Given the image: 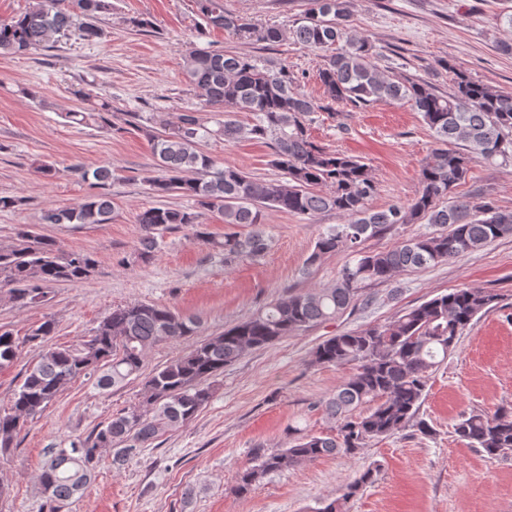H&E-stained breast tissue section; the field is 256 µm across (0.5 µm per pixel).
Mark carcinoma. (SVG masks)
<instances>
[{
  "label": "carcinoma",
  "mask_w": 512,
  "mask_h": 512,
  "mask_svg": "<svg viewBox=\"0 0 512 512\" xmlns=\"http://www.w3.org/2000/svg\"><path fill=\"white\" fill-rule=\"evenodd\" d=\"M203 21L269 45L287 38L314 50H333L318 74L324 98L355 106L374 102L409 104L433 131L434 149L419 173L420 188L407 205L391 204L372 210L368 202L377 191L370 166L360 158L315 145L308 133L311 113L327 110L298 91L295 76L285 66L261 64L248 54L195 50L186 59V76L203 97V107L219 108L217 129L209 128L197 111L176 120L161 114L162 131L149 134L159 159V174L150 179L153 194L175 193L194 201L192 208L160 203L137 215L143 235L137 258L150 260L158 237L177 227H189L196 238L224 251V262L254 259L268 249L264 229L267 209L312 216L334 211L344 218L316 241L308 265L342 248L353 259L337 273L334 283L306 293L290 294L224 333L201 341L183 355L145 377L142 404L112 416L86 437L77 436L67 448H52L38 480L49 512H59L91 480L101 454L109 451L119 463L164 432L193 419L211 398L209 380L224 372L245 351L330 322L359 301L371 298L363 287L384 283L408 269L435 266L476 252L493 241L512 236V211L481 197L456 196L477 159L512 160V92L495 90L456 74V89L444 95L425 80L394 79L375 64L372 47L347 24L346 0H317V8L291 32L277 26L256 28L224 9L222 0H197ZM112 10L111 0H35L24 13L0 21V54L26 55L52 48L72 31L84 40L99 37L98 17ZM112 105L103 101L91 109L68 112L78 125L107 121ZM249 112L244 126L235 113ZM211 137L227 143L241 138L269 139L272 165L284 179L260 180L234 166L219 168L201 149ZM457 148L450 149L448 145ZM102 192L72 208H50L43 224H108L114 206L103 188L112 182L107 165L83 171ZM219 214L226 224H247L244 237L226 234L216 241L204 231L202 212ZM425 222L440 230L412 236L400 245L365 251L360 245L397 225ZM18 243L0 248V284H8L9 299L27 307L47 301V286L82 282L95 270L89 252H63L53 239L30 229L17 233ZM499 295L476 287L454 288L413 306L383 325H368L331 336L319 343L312 362L356 371L337 386L325 402L336 420V435H301L286 448L257 454V463L239 474L233 492L238 496L269 474L341 451L355 454L378 439L393 435L414 421L427 435L430 426L415 421L430 374L457 347L473 320L497 307ZM201 320L151 303L117 306L106 314L86 339L70 346L48 344L56 322L45 319L22 338L0 329V368L11 365L25 344L38 350L37 363L26 371L9 410L0 412V449L9 448L25 422L41 413L76 378L99 374L97 386L115 387L142 375L149 350L160 342L199 334ZM371 404L366 412L358 411ZM458 439L491 458L512 454V408L494 414L470 412L454 425ZM368 469L345 486L341 497L317 512H342L343 502L372 482Z\"/></svg>",
  "instance_id": "1"
}]
</instances>
